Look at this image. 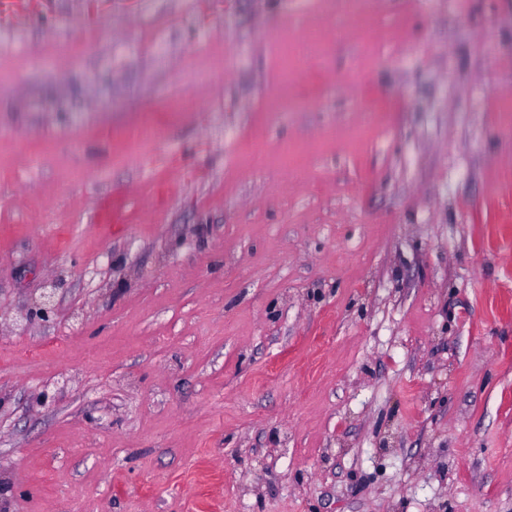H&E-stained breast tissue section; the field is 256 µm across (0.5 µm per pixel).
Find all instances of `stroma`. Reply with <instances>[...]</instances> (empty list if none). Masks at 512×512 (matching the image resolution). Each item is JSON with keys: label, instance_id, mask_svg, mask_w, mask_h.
<instances>
[{"label": "stroma", "instance_id": "35a3bbf8", "mask_svg": "<svg viewBox=\"0 0 512 512\" xmlns=\"http://www.w3.org/2000/svg\"><path fill=\"white\" fill-rule=\"evenodd\" d=\"M14 2L0 512H512V0Z\"/></svg>", "mask_w": 512, "mask_h": 512}]
</instances>
